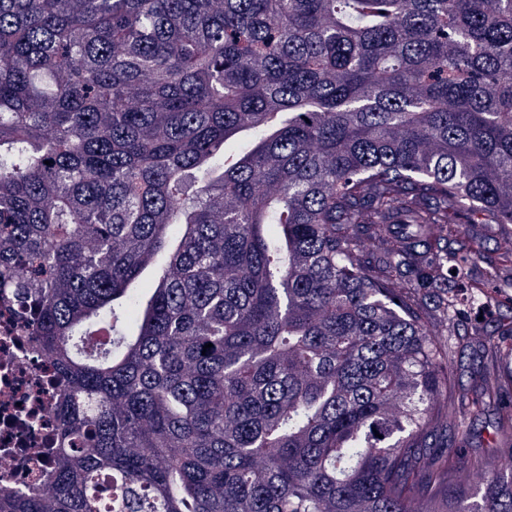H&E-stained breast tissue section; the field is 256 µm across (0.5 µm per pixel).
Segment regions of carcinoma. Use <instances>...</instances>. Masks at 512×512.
I'll list each match as a JSON object with an SVG mask.
<instances>
[{"label":"carcinoma","mask_w":512,"mask_h":512,"mask_svg":"<svg viewBox=\"0 0 512 512\" xmlns=\"http://www.w3.org/2000/svg\"><path fill=\"white\" fill-rule=\"evenodd\" d=\"M451 214L512 224V0H0V299L60 386L0 512H512V451L424 456Z\"/></svg>","instance_id":"obj_1"}]
</instances>
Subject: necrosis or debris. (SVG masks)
I'll use <instances>...</instances> for the list:
<instances>
[{
	"label": "necrosis or debris",
	"instance_id": "1",
	"mask_svg": "<svg viewBox=\"0 0 512 512\" xmlns=\"http://www.w3.org/2000/svg\"><path fill=\"white\" fill-rule=\"evenodd\" d=\"M59 386L13 302L0 303V492L33 491L55 465Z\"/></svg>",
	"mask_w": 512,
	"mask_h": 512
}]
</instances>
